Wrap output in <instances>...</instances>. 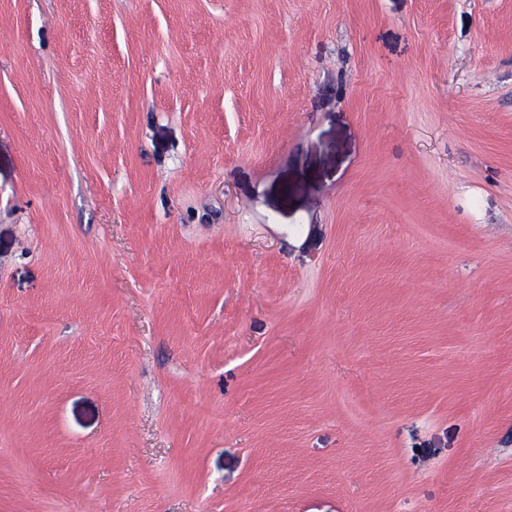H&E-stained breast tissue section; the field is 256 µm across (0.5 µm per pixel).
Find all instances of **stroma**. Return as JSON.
Wrapping results in <instances>:
<instances>
[{"mask_svg": "<svg viewBox=\"0 0 512 512\" xmlns=\"http://www.w3.org/2000/svg\"><path fill=\"white\" fill-rule=\"evenodd\" d=\"M0 512H512V0H0Z\"/></svg>", "mask_w": 512, "mask_h": 512, "instance_id": "stroma-1", "label": "stroma"}]
</instances>
